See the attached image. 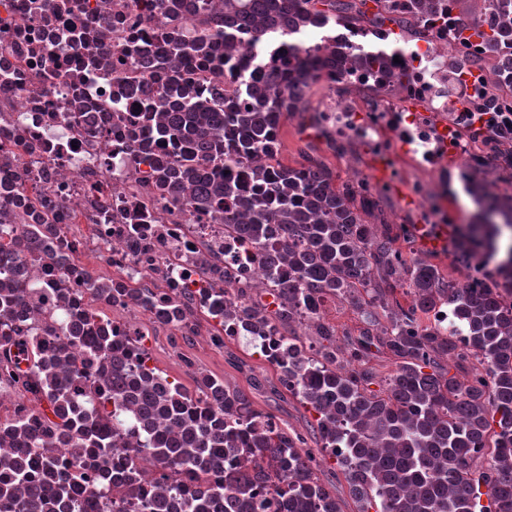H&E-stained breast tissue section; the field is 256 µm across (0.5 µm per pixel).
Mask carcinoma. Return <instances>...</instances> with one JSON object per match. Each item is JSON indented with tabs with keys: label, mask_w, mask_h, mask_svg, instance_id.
<instances>
[{
	"label": "carcinoma",
	"mask_w": 512,
	"mask_h": 512,
	"mask_svg": "<svg viewBox=\"0 0 512 512\" xmlns=\"http://www.w3.org/2000/svg\"><path fill=\"white\" fill-rule=\"evenodd\" d=\"M224 12L208 29L172 41L171 56L213 61L216 40H261L270 30L294 31L351 26L360 30L397 26L421 37L418 21L433 12L434 0H223ZM374 7H367L368 3ZM488 28L474 27L475 39L458 41L450 67L485 70L496 86L512 90V0H484ZM320 48L300 55L276 53L264 77L232 70L238 95L194 103L191 88L169 81L162 111L147 112L143 130L170 137L181 159L155 166L160 192L191 196L197 208L217 217L249 241L276 296L268 311L249 303L246 289L218 298L208 310L220 326L244 321L269 325L280 341L276 369L286 387L316 414L325 455L335 459L350 493L363 503L358 512H512V248L484 275V285L457 288L443 280L430 257L414 249L410 218L393 226L369 222L384 194L366 183L340 177L322 160L306 156L292 167L279 160L283 119L301 111L321 69L379 68L387 86L404 74L385 68L388 50L343 51L317 61ZM241 170L239 178L224 174ZM477 201L467 231L449 236L447 250L463 267L494 247L497 223L512 227V187L492 191L485 181L466 187ZM12 247L48 251L40 224L0 225V240ZM97 306L75 313L73 329L98 325L93 349L112 354L110 386L100 389L78 414L55 373L56 358L40 360L43 380L54 388L48 399L55 417L47 421L81 455L52 475L29 497L26 512H55L81 485L85 459L107 464L111 454L106 412L132 411L143 447L155 449L162 468L187 467L199 474L234 465L249 456L276 470L273 494L286 500L285 512H342L336 497L314 472L312 453L299 448L288 431L252 408L248 396L204 375L189 389L149 364L138 338L126 337L138 357L129 363L114 349L112 319L100 303L115 298L112 285L87 281ZM411 297L402 305L398 296ZM326 296L346 301L364 327L348 337L343 358L333 350L336 328L320 321L318 302ZM181 296L153 318L177 325ZM452 320L432 321L440 307ZM313 323L320 347L307 348L294 324ZM394 369L382 376L374 360ZM459 377L450 374L448 361ZM380 386V390L372 386ZM258 476L238 470L202 491L166 489L148 509L163 512L166 499L183 501L184 512H266L269 492L256 491ZM487 496L488 504L482 503Z\"/></svg>",
	"instance_id": "1"
}]
</instances>
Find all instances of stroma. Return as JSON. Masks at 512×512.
I'll use <instances>...</instances> for the list:
<instances>
[{"label":"stroma","instance_id":"stroma-1","mask_svg":"<svg viewBox=\"0 0 512 512\" xmlns=\"http://www.w3.org/2000/svg\"><path fill=\"white\" fill-rule=\"evenodd\" d=\"M335 99V91L325 81L313 84L306 97V112L290 116L284 123L279 158L283 164L295 167L302 163V155L307 152L321 157L342 179L372 182L378 172L376 159L369 151L355 146L345 156H338L318 132L307 125L310 112L326 111ZM134 321L153 365L189 387L196 377L205 374L244 391L254 409L270 415L275 423L298 435L302 448L315 454V472L336 494L343 512H358L343 472L334 459L319 453L321 443L313 414L280 382L276 369L248 350L243 340L228 336L223 345H214L210 336L213 323L203 315L195 317L194 333L190 336L176 335L173 329L159 326L143 315L135 316Z\"/></svg>","mask_w":512,"mask_h":512}]
</instances>
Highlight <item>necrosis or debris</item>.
<instances>
[{
    "label": "necrosis or debris",
    "mask_w": 512,
    "mask_h": 512,
    "mask_svg": "<svg viewBox=\"0 0 512 512\" xmlns=\"http://www.w3.org/2000/svg\"><path fill=\"white\" fill-rule=\"evenodd\" d=\"M202 28L201 17L171 21L152 0H0V184L12 187L11 195L0 193V223L27 224L37 215L53 230L50 253H0V265L23 289L0 317V476L22 448L33 451L35 477L75 455L41 422L47 399L35 384L39 371L26 347L4 342L9 329L39 325L43 354H66L58 373L80 404L88 379L110 373L87 342L95 325H85L79 341L69 330L87 279L109 272L121 287L148 291L157 305L181 293L186 307L177 328L184 336L214 298L265 283L252 248L223 222L157 191L151 162L177 163L178 151L169 139L139 131L141 112L164 98L169 77L204 98L223 81L224 67L206 73L189 58L141 67L158 61L174 36ZM386 37L383 29H345L332 38L317 29L274 32L266 42L230 47L226 57L240 66L286 43L362 48ZM455 49L425 28L399 55L407 78L395 94L372 103L340 96L323 115L337 137L369 147L387 172L407 180L426 224L448 221L449 160L464 176L488 170L468 163L473 124L463 103L483 106L490 82L476 71L449 84ZM113 431L109 464L85 470L67 512H112L121 496L154 493L160 464L153 450L141 447L129 425Z\"/></svg>",
    "instance_id": "4bbe7bcc"
}]
</instances>
